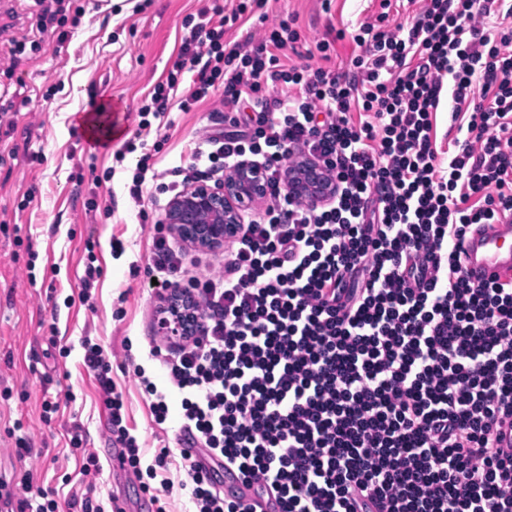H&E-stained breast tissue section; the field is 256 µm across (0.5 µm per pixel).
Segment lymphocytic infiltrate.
I'll use <instances>...</instances> for the list:
<instances>
[{"label": "lymphocytic infiltrate", "instance_id": "obj_1", "mask_svg": "<svg viewBox=\"0 0 512 512\" xmlns=\"http://www.w3.org/2000/svg\"><path fill=\"white\" fill-rule=\"evenodd\" d=\"M243 5L201 9L142 113L163 116L183 70L191 111L223 90V127L202 142L213 173L262 159L259 216L240 225L218 274L181 281V251L159 224L151 261L196 301L194 332L150 354L182 395L187 452L143 465L105 351L83 341L112 444L156 512L174 487L193 512H512V280L475 283L461 253L473 224L512 217V0H425L411 25L361 24L354 79L284 64L290 22L252 50L227 46ZM450 97L447 152L436 116ZM323 161L325 203L287 190L285 163ZM84 494L57 500L24 472L0 512H105L81 424ZM179 460L185 478L166 473ZM237 470L232 494L219 472Z\"/></svg>", "mask_w": 512, "mask_h": 512}]
</instances>
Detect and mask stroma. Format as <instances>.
Wrapping results in <instances>:
<instances>
[{
  "mask_svg": "<svg viewBox=\"0 0 512 512\" xmlns=\"http://www.w3.org/2000/svg\"><path fill=\"white\" fill-rule=\"evenodd\" d=\"M232 0H65V26L39 27L37 0H0V475L30 469L52 486L72 474L68 492H82L67 439L72 421L83 424L87 448L102 473L96 496H114L132 512H152L137 480L112 470L115 455L107 411L93 377L82 366L83 340L101 344L122 391L132 428L149 454L174 444L180 426V393L150 359L157 338V283L165 274L151 261L153 227L162 223L169 194L159 186L174 170L192 164L204 128L224 124L223 91L194 110L171 108L151 122L145 138L158 144L155 177L143 185L142 203L129 196L138 153L123 148L165 80L188 30L187 16ZM382 0H268L270 16L294 21L298 50H282L299 67H324L353 78L359 47L350 34L374 20ZM424 0H391L390 24H409ZM346 39H336L337 30ZM65 42H58L59 32ZM335 38L329 58L314 53L317 41ZM112 116V142L96 153L82 147V117ZM119 240L122 251H112ZM103 276L89 303L77 300L86 242ZM166 394L169 416L153 425L133 379L134 367ZM59 406L44 418L42 405ZM33 453L18 461L16 438Z\"/></svg>",
  "mask_w": 512,
  "mask_h": 512,
  "instance_id": "35a3bbf8",
  "label": "stroma"
}]
</instances>
